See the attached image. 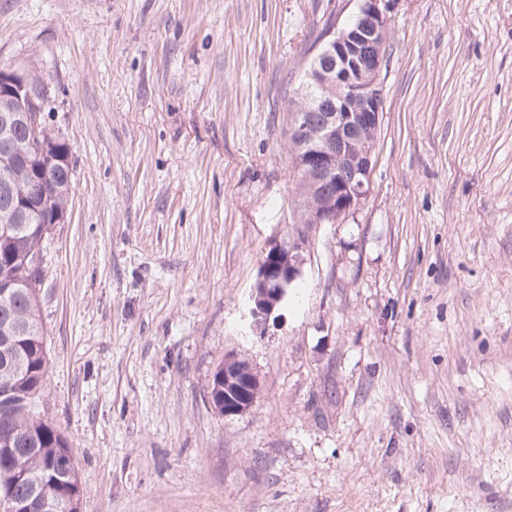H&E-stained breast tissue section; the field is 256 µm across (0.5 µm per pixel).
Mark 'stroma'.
I'll return each mask as SVG.
<instances>
[{"mask_svg":"<svg viewBox=\"0 0 512 512\" xmlns=\"http://www.w3.org/2000/svg\"><path fill=\"white\" fill-rule=\"evenodd\" d=\"M356 0H0L73 166L40 410L82 512H512V0H395L367 196L299 223L290 102ZM300 277L265 331L263 253ZM260 392L209 400L228 356ZM305 242V235H300L288 244L274 243L266 251L251 295L255 327L265 329L274 310L287 298L288 288L301 273ZM247 364L238 360H228L224 363V367L218 369L212 378L210 384L209 397L219 412L224 409V416H235L244 413L250 409L258 398L259 382L251 368ZM238 367H242L247 372L242 384L246 387V391L241 388L238 378ZM244 386H242L244 388ZM237 395L235 400L232 396Z\"/></svg>","mask_w":512,"mask_h":512,"instance_id":"35a3bbf8","label":"stroma"}]
</instances>
